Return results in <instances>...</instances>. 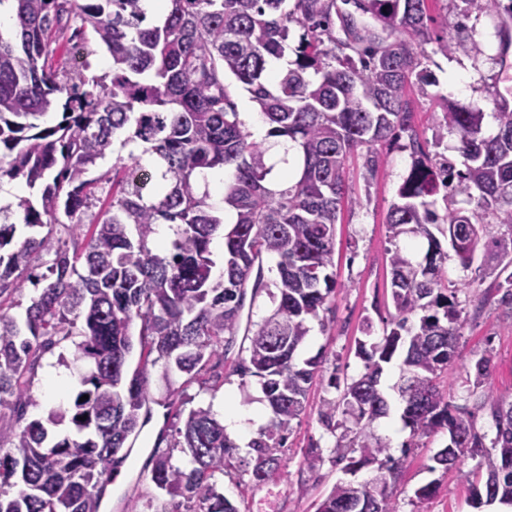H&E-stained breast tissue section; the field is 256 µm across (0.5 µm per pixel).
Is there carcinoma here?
Here are the masks:
<instances>
[{
    "mask_svg": "<svg viewBox=\"0 0 512 512\" xmlns=\"http://www.w3.org/2000/svg\"><path fill=\"white\" fill-rule=\"evenodd\" d=\"M18 42L0 37V181L43 184L39 204L26 197L0 204V410L17 430L0 434V512H100L107 482L129 459L153 406L183 420L170 449L150 453V480L161 507L144 512H239L224 496V476L260 488L286 468L292 422L321 372L324 353L299 359L317 323L336 328L335 237L345 196L348 159L363 152L373 174L383 163L381 141L408 137L411 165L387 214L390 289L395 313L382 338L356 341L364 372L328 386L319 421L336 436L333 466L354 475L377 466L369 481L335 484L316 512H399L388 479L422 439L445 430L448 444L429 469L448 470L470 453L481 457L470 484L472 506L512 507V399L489 384L486 351L466 370L469 394L489 409L495 436L487 438L468 403L448 400L443 375L459 356L465 318L462 288L448 284L441 238L459 263L493 278L499 306L512 313V104L497 100V132H483L484 113L442 105L432 144L456 139L454 160L423 150L408 98L412 81L434 83L422 67L428 0H168L165 17L143 25L141 0H12ZM354 3L381 31L341 5ZM512 20V0H450L457 36L437 51L467 49L471 6ZM80 23L112 58V73L89 75L90 52L70 64L78 42L59 43L57 31ZM344 38H336V29ZM398 34L390 43L388 38ZM498 61L512 48V27H496ZM57 47H51V43ZM58 52L63 63L53 66ZM285 61L277 73L272 61ZM249 93L268 130L254 137L240 118L228 77ZM52 112L55 125H44ZM112 155V168L91 170ZM222 169L224 222L211 202L208 173ZM154 179L149 189L139 171ZM445 208L438 212L437 196ZM97 209L89 223L83 216ZM42 237L17 236L13 217ZM169 225L164 242L156 226ZM67 238L48 243L58 228ZM223 239L221 258L212 250ZM37 286L23 304L26 283ZM268 314L253 320L259 297ZM140 323L139 361L128 371L131 327ZM243 335L232 373L245 387L257 379L271 416L243 448L212 406L184 408V389L221 382L209 371ZM60 349L88 367L79 373L70 409L48 422H69L49 438L39 419L31 381L43 356ZM403 356L396 385L401 420L410 430L394 457L373 430L388 413L380 390L384 365ZM167 392L153 397L157 366ZM88 396L80 401L82 396ZM86 420H80V417ZM183 454L173 462L172 449ZM323 450L310 444L302 468L316 473Z\"/></svg>",
    "mask_w": 512,
    "mask_h": 512,
    "instance_id": "carcinoma-1",
    "label": "carcinoma"
}]
</instances>
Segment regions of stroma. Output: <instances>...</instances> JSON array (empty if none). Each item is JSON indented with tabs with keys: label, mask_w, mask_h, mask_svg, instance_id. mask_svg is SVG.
Returning <instances> with one entry per match:
<instances>
[{
	"label": "stroma",
	"mask_w": 512,
	"mask_h": 512,
	"mask_svg": "<svg viewBox=\"0 0 512 512\" xmlns=\"http://www.w3.org/2000/svg\"><path fill=\"white\" fill-rule=\"evenodd\" d=\"M472 26L468 52L450 59L433 53L425 60V67L436 74L437 84L423 91L415 86L409 90L415 121L424 141L432 139L433 114L444 97L485 112V133L496 131L491 117L492 91L494 86L508 85L512 79L493 59L497 51L494 21L482 15ZM377 149L386 155L387 162L373 178H365L360 157L350 158L347 164V190L335 238L337 279L346 288L336 296L334 335L312 329L303 351L307 357L324 352L326 361L321 377L314 381L308 393L305 411L293 423L285 455L287 466L277 480L260 488L240 485L229 478L224 481L225 495L239 501L242 512H315L317 502L344 477L339 468L328 463L318 473L301 472V450L313 442L323 448L334 446V437L322 427L318 417L322 400L335 394L328 386V379L333 374L352 378L362 373L363 363L355 354L357 339L366 332L372 339L381 338L384 323L394 312L386 217L411 157L409 150L385 142L378 143ZM446 268L449 280L464 286L458 299L466 318L459 356L448 369L449 400L463 403L467 395L465 368L473 355L486 351L494 357L492 386L498 393L512 394V317L498 309V295L477 267L462 268L452 256ZM177 426L176 419L156 411L152 422L139 436L141 451L130 457L112 484L102 512H141L143 503L155 493L149 478L142 474L143 467L158 436H174ZM447 438L444 432L434 434L426 439L423 448L405 460L393 488L400 512H474L469 503V481L478 457L464 456L445 472L429 469L432 456ZM433 480L439 484L435 496L421 501L413 499L414 489Z\"/></svg>",
	"instance_id": "stroma-1"
}]
</instances>
